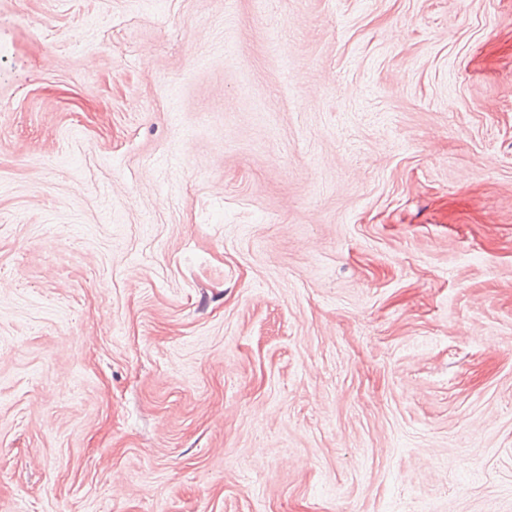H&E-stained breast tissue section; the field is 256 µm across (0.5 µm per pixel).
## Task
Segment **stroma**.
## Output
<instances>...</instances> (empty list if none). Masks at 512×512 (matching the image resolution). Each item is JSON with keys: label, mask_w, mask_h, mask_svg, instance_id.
Instances as JSON below:
<instances>
[{"label": "stroma", "mask_w": 512, "mask_h": 512, "mask_svg": "<svg viewBox=\"0 0 512 512\" xmlns=\"http://www.w3.org/2000/svg\"><path fill=\"white\" fill-rule=\"evenodd\" d=\"M0 512H512V0H0Z\"/></svg>", "instance_id": "35a3bbf8"}]
</instances>
